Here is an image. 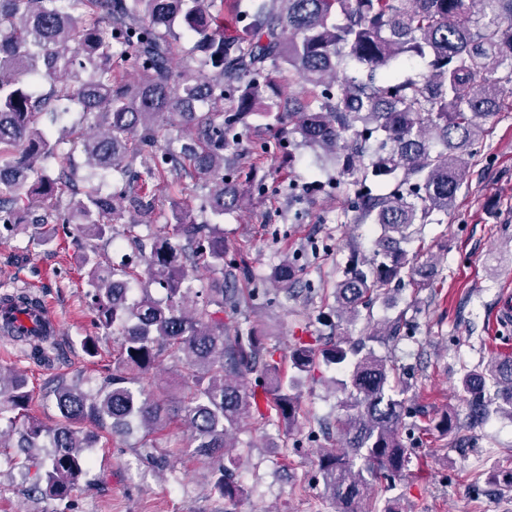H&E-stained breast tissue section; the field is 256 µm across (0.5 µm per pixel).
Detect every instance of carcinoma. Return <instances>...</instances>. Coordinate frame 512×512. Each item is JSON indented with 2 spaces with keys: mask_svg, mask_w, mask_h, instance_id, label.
I'll use <instances>...</instances> for the list:
<instances>
[{
  "mask_svg": "<svg viewBox=\"0 0 512 512\" xmlns=\"http://www.w3.org/2000/svg\"><path fill=\"white\" fill-rule=\"evenodd\" d=\"M184 34L193 45L177 58L173 44ZM418 60L425 73H397ZM284 77L299 91L285 92ZM35 82L48 91L35 94ZM510 95L512 0H0V240L26 224L54 233L76 224L109 240L110 217L124 208L138 217L127 227L137 263L115 267L97 251L82 259L95 326L119 337L115 372L90 391L58 384L60 420L47 426L19 416L32 399L29 380L0 368V447L15 436L16 448L47 449L30 491L64 500L89 474L86 449L103 435L75 429L76 420L89 416L113 433L136 426L145 438L162 426V404L138 383L169 354L182 357L190 379L188 447L212 460L211 489L234 503L246 493L227 478L237 465L233 433L252 405L245 372L260 369L270 410L291 425L295 381L321 362L349 372L342 447L320 458L325 488L338 512H395L371 491L409 467L407 408L391 368L366 344L373 336L320 346L300 337L287 376L259 328L224 322L242 302L239 289L221 282L201 298L192 276L224 270V215L243 195L274 190L260 174L263 159L298 146L334 160L347 223L380 230L371 255L352 258L336 283V311L355 321L405 277L433 285L435 263L415 264L405 245L455 206L484 126L512 111ZM71 104L81 112L79 139H49L41 117ZM256 115L274 116L276 131L253 144L252 165L225 167ZM67 143L86 158L82 189L68 169L52 175L46 166ZM143 178L179 193L185 179L200 180L205 221L175 203L174 222L154 229L157 199L129 189ZM140 265L145 288L133 299ZM243 272L232 264L227 279ZM270 279L292 285V264L279 263ZM5 302L40 308L25 295L5 293ZM491 385L502 399L496 411L512 417V352L459 379L472 426L491 413ZM457 429L446 413L430 420L441 436Z\"/></svg>",
  "mask_w": 512,
  "mask_h": 512,
  "instance_id": "carcinoma-1",
  "label": "carcinoma"
}]
</instances>
